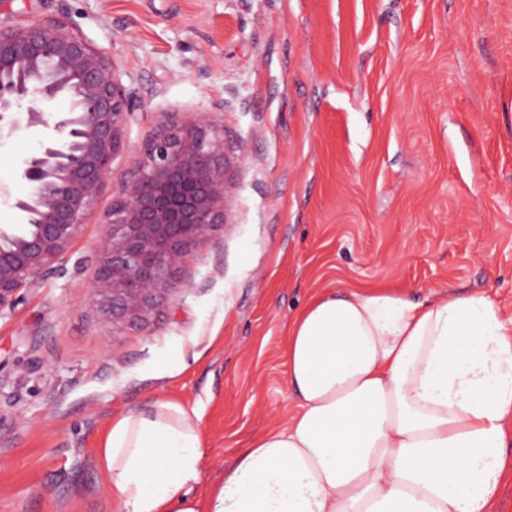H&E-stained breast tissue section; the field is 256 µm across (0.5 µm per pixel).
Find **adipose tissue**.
<instances>
[{"label": "adipose tissue", "instance_id": "adipose-tissue-1", "mask_svg": "<svg viewBox=\"0 0 512 512\" xmlns=\"http://www.w3.org/2000/svg\"><path fill=\"white\" fill-rule=\"evenodd\" d=\"M297 409L199 498L204 444L175 401L115 419L113 512H498L512 480V317L483 292L320 293L294 319Z\"/></svg>", "mask_w": 512, "mask_h": 512}]
</instances>
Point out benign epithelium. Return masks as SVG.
I'll use <instances>...</instances> for the list:
<instances>
[{"label":"benign epithelium","mask_w":512,"mask_h":512,"mask_svg":"<svg viewBox=\"0 0 512 512\" xmlns=\"http://www.w3.org/2000/svg\"><path fill=\"white\" fill-rule=\"evenodd\" d=\"M70 110L50 121L54 102ZM215 110L171 120L120 179L95 250L89 305L112 327L146 325L187 284L197 248L227 223L232 181ZM133 109L115 59L63 18L0 19V140L39 132L22 160L32 184L14 199L18 223L0 225V316L59 264L114 173Z\"/></svg>","instance_id":"7a95c632"}]
</instances>
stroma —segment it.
Here are the masks:
<instances>
[{
  "label": "stroma",
  "instance_id": "obj_1",
  "mask_svg": "<svg viewBox=\"0 0 512 512\" xmlns=\"http://www.w3.org/2000/svg\"><path fill=\"white\" fill-rule=\"evenodd\" d=\"M62 17L122 63L117 176L16 309L0 316V512H112L97 450L114 418L196 411L198 495L295 410L288 327L316 294L455 288L512 314V0H9ZM214 61L207 75L196 65ZM223 103L229 222L192 285L146 326L113 329L87 288L120 175L173 112ZM38 142L0 143L30 193Z\"/></svg>",
  "mask_w": 512,
  "mask_h": 512
}]
</instances>
